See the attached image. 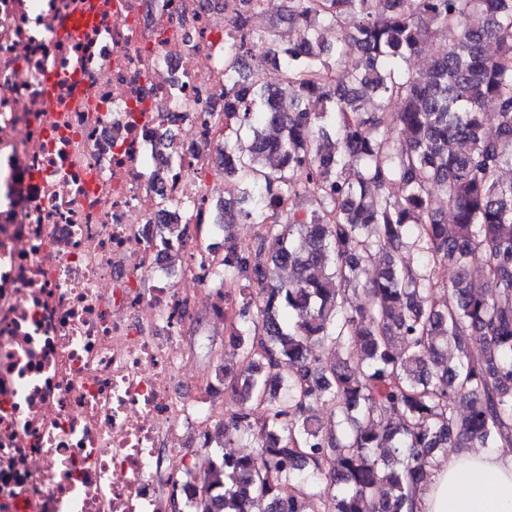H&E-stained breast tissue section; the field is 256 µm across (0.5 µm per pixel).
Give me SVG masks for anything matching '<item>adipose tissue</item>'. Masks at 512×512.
I'll list each match as a JSON object with an SVG mask.
<instances>
[{"label": "adipose tissue", "instance_id": "ef3b65f1", "mask_svg": "<svg viewBox=\"0 0 512 512\" xmlns=\"http://www.w3.org/2000/svg\"><path fill=\"white\" fill-rule=\"evenodd\" d=\"M414 512H512V455L473 449L439 459Z\"/></svg>", "mask_w": 512, "mask_h": 512}]
</instances>
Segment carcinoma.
I'll return each instance as SVG.
<instances>
[{"label":"carcinoma","instance_id":"carcinoma-1","mask_svg":"<svg viewBox=\"0 0 512 512\" xmlns=\"http://www.w3.org/2000/svg\"><path fill=\"white\" fill-rule=\"evenodd\" d=\"M264 6L239 0L224 35L223 174L240 197L212 226L273 221L255 250L226 242L211 259L212 283L235 287L231 342L251 370L224 374L240 408L218 439L260 444L212 460L174 509L413 512L443 449L512 444V0H288L257 30ZM266 41L279 48L251 68ZM423 52L432 69L407 70ZM263 65L283 83L261 85ZM441 265L454 277L438 300Z\"/></svg>","mask_w":512,"mask_h":512}]
</instances>
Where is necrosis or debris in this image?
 I'll return each mask as SVG.
<instances>
[{
  "instance_id": "obj_1",
  "label": "necrosis or debris",
  "mask_w": 512,
  "mask_h": 512,
  "mask_svg": "<svg viewBox=\"0 0 512 512\" xmlns=\"http://www.w3.org/2000/svg\"><path fill=\"white\" fill-rule=\"evenodd\" d=\"M75 2L0 0V512H170L224 391L187 333L230 322L193 247L236 2Z\"/></svg>"
}]
</instances>
